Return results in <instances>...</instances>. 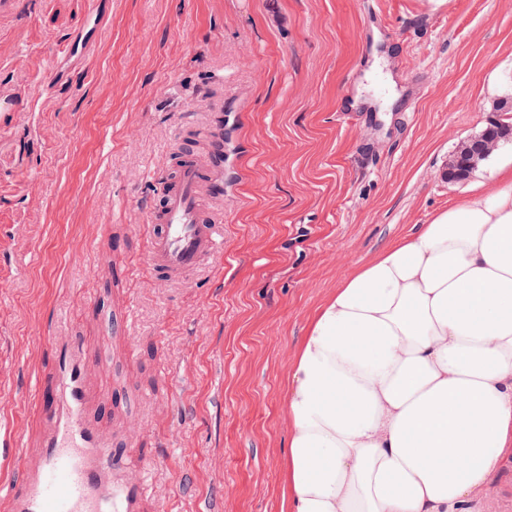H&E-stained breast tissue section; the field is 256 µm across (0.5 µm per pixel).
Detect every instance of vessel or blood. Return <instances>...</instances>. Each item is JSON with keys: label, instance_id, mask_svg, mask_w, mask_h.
<instances>
[{"label": "vessel or blood", "instance_id": "b4317fda", "mask_svg": "<svg viewBox=\"0 0 512 512\" xmlns=\"http://www.w3.org/2000/svg\"><path fill=\"white\" fill-rule=\"evenodd\" d=\"M103 24L99 0H90L84 31L59 45L57 58L86 52ZM222 122L221 112L209 113L195 129L207 146H174L158 175L155 202L137 227L156 279L186 282L224 252ZM49 343L51 377L33 390L36 436L24 444L0 428V469L13 472L0 487V512H145L147 460L133 450L140 419L99 381L111 337L90 344L56 332Z\"/></svg>", "mask_w": 512, "mask_h": 512}]
</instances>
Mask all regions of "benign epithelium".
Instances as JSON below:
<instances>
[{"label": "benign epithelium", "mask_w": 512, "mask_h": 512, "mask_svg": "<svg viewBox=\"0 0 512 512\" xmlns=\"http://www.w3.org/2000/svg\"><path fill=\"white\" fill-rule=\"evenodd\" d=\"M512 138V120L502 119V113L489 116L487 127L479 134L460 142L448 160L443 175L449 179L463 178L471 174L480 162L488 159L501 142Z\"/></svg>", "instance_id": "obj_1"}]
</instances>
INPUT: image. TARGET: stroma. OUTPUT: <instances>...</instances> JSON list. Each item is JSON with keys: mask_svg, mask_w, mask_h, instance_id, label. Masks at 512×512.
Here are the masks:
<instances>
[{"mask_svg": "<svg viewBox=\"0 0 512 512\" xmlns=\"http://www.w3.org/2000/svg\"><path fill=\"white\" fill-rule=\"evenodd\" d=\"M105 28L43 88L89 0L0 13V420L33 437L50 325L135 355L112 382L147 397L150 512H282L286 382L315 308L357 265L491 183L441 172L512 98V0H102ZM224 105V254L191 286L150 279L162 165L195 105ZM358 111L347 116L344 106Z\"/></svg>", "mask_w": 512, "mask_h": 512, "instance_id": "stroma-1", "label": "stroma"}]
</instances>
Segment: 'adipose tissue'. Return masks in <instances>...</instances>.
<instances>
[{"mask_svg":"<svg viewBox=\"0 0 512 512\" xmlns=\"http://www.w3.org/2000/svg\"><path fill=\"white\" fill-rule=\"evenodd\" d=\"M287 410L286 512H485L512 459V164L317 306Z\"/></svg>","mask_w":512,"mask_h":512,"instance_id":"1","label":"adipose tissue"}]
</instances>
